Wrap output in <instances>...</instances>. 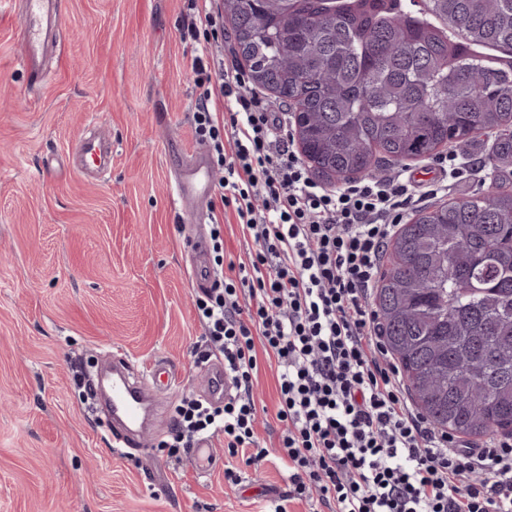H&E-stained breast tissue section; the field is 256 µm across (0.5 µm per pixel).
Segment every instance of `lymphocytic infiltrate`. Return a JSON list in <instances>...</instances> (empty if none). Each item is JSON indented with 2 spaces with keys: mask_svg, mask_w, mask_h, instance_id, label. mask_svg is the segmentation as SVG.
Segmentation results:
<instances>
[{
  "mask_svg": "<svg viewBox=\"0 0 512 512\" xmlns=\"http://www.w3.org/2000/svg\"><path fill=\"white\" fill-rule=\"evenodd\" d=\"M192 70L194 131L211 150L223 207L253 244L195 308L207 356L236 393L223 406L184 398L174 448L223 435L229 457L260 465L253 387L258 354L277 367V453L291 500L334 512H512V441L474 448L435 427L405 395L369 303L388 241L413 201L402 180L319 186L285 115L244 70L206 46Z\"/></svg>",
  "mask_w": 512,
  "mask_h": 512,
  "instance_id": "obj_1",
  "label": "lymphocytic infiltrate"
}]
</instances>
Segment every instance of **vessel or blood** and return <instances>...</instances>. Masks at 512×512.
Masks as SVG:
<instances>
[{"mask_svg":"<svg viewBox=\"0 0 512 512\" xmlns=\"http://www.w3.org/2000/svg\"><path fill=\"white\" fill-rule=\"evenodd\" d=\"M19 14L20 31L25 46L23 63L34 82H42L44 74L42 60L45 55L46 36L50 31L59 29L62 23L61 0H21ZM215 186L211 166L202 151L196 150L185 155L175 171V186L172 197L174 206L191 210L195 223H205L208 214L200 209L201 201L211 199ZM196 255L191 265L190 276L197 286H205L214 278L202 253L205 249L200 241H193ZM114 373L111 389L112 415L122 429L114 434L116 443L127 444L129 433L138 431L148 408L150 394L147 384L170 390L178 383L174 367L163 358L147 363L134 364L124 356H114ZM206 393L215 400L234 392L230 376L223 366L209 368L205 375ZM217 458L215 448L209 439H201L192 450V459L196 471L200 474L211 472Z\"/></svg>","mask_w":512,"mask_h":512,"instance_id":"obj_1","label":"vessel or blood"}]
</instances>
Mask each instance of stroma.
Wrapping results in <instances>:
<instances>
[{
	"mask_svg": "<svg viewBox=\"0 0 512 512\" xmlns=\"http://www.w3.org/2000/svg\"><path fill=\"white\" fill-rule=\"evenodd\" d=\"M61 48L32 84L20 30L0 13V512H328L286 501L288 469L275 448L276 368L260 361L261 466L218 457L204 477L191 452L163 448L183 395H203L194 363L202 327L189 277L190 239L171 202L179 155L199 148L191 123L198 43L182 41L184 0H64ZM112 138L104 178L81 175L72 149L96 128ZM495 135L460 149L461 177L434 160L381 166L416 189L422 206L471 195L493 172ZM166 358L179 372L150 432L151 447L115 449L112 423L89 409L87 375L111 352ZM240 475L224 480L226 465Z\"/></svg>",
	"mask_w": 512,
	"mask_h": 512,
	"instance_id": "obj_1",
	"label": "stroma"
}]
</instances>
